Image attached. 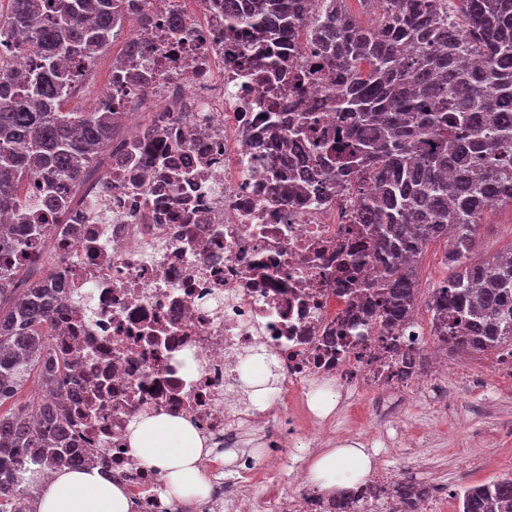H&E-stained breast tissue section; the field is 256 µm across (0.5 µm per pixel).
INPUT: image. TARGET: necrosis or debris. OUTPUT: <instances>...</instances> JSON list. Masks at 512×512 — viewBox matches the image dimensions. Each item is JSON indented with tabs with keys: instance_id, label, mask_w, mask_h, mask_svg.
<instances>
[{
	"instance_id": "1",
	"label": "necrosis or debris",
	"mask_w": 512,
	"mask_h": 512,
	"mask_svg": "<svg viewBox=\"0 0 512 512\" xmlns=\"http://www.w3.org/2000/svg\"><path fill=\"white\" fill-rule=\"evenodd\" d=\"M133 2L156 22L132 19L121 31L154 51L139 61L149 78L130 98L150 103L154 118L127 135L123 170L110 162L85 187L57 186L69 206L24 261L34 280L59 283L52 354L74 360L39 397L65 406L76 459L124 485L138 512H184L128 446L145 413L187 420L215 456L245 432L263 433L265 448L240 456L233 477L213 468V512H331L311 490H255L277 481L283 449L338 438L337 421L362 401L405 444L423 447L407 433L404 396L428 389L431 361L450 344L432 342L431 324L413 318L385 327L341 289L356 191L286 206L285 186L270 177L266 113L289 119L334 85L297 95L236 61L210 0H199L203 18L177 45L165 33L184 0ZM151 142L165 146L154 161L141 154ZM261 362L275 364L277 379L258 400L245 379Z\"/></svg>"
}]
</instances>
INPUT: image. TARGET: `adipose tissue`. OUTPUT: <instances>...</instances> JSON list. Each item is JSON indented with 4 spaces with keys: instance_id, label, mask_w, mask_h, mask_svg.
Wrapping results in <instances>:
<instances>
[{
    "instance_id": "1",
    "label": "adipose tissue",
    "mask_w": 512,
    "mask_h": 512,
    "mask_svg": "<svg viewBox=\"0 0 512 512\" xmlns=\"http://www.w3.org/2000/svg\"><path fill=\"white\" fill-rule=\"evenodd\" d=\"M133 452L163 478L177 497L205 495L208 484L201 470L209 451L184 419L169 415L140 417L128 435ZM372 460L363 447L336 448L317 458L310 479L321 488L351 487L367 478ZM134 501L121 485L106 482L99 471H65L45 480L39 512H132Z\"/></svg>"
}]
</instances>
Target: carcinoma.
<instances>
[{"label": "carcinoma", "instance_id": "carcinoma-1", "mask_svg": "<svg viewBox=\"0 0 512 512\" xmlns=\"http://www.w3.org/2000/svg\"><path fill=\"white\" fill-rule=\"evenodd\" d=\"M378 0L370 24L345 0H220L224 27L259 31L275 44L306 31L318 60L304 79L336 80L323 122L311 106L298 110L284 134L264 141L281 174L301 170L309 194L349 176L361 195L356 223L372 248L358 244L349 264L378 275L360 283L361 306L385 325L409 319L417 302L414 258L455 230L446 254L448 277L429 300L438 336L469 352L512 348V248L505 257L470 261L486 203L512 205V0ZM134 11L126 0H9L0 33V216L26 220L25 181H80L123 117L119 103L101 112L63 108L80 62L99 56ZM142 45L126 44L113 65L116 85L134 78ZM33 67L11 77L13 55ZM29 244L0 224V254ZM22 265L0 264V512H29L38 503L28 474L74 470L66 448L68 419L54 404L16 405L29 374L51 357L55 294L20 287ZM402 512H416L426 489L398 485ZM459 512H512V474L462 490Z\"/></svg>", "mask_w": 512, "mask_h": 512}]
</instances>
